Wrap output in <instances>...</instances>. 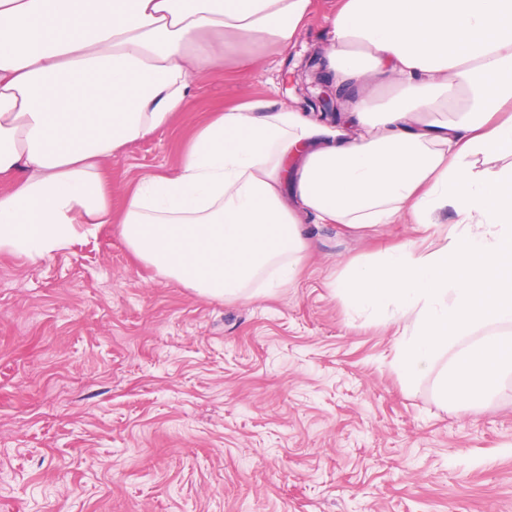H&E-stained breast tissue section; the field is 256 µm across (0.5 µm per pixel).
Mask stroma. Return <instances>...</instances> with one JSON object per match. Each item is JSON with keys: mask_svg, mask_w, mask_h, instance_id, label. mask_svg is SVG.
I'll list each match as a JSON object with an SVG mask.
<instances>
[{"mask_svg": "<svg viewBox=\"0 0 512 512\" xmlns=\"http://www.w3.org/2000/svg\"><path fill=\"white\" fill-rule=\"evenodd\" d=\"M336 5L315 0L290 55L192 76L169 127L107 164L113 214L214 113L296 104L284 73ZM304 234L293 286L229 302L157 276L115 224L36 261L0 253V512H512V377L443 404L433 376L393 368L398 324L350 319L333 287L420 233Z\"/></svg>", "mask_w": 512, "mask_h": 512, "instance_id": "1", "label": "stroma"}]
</instances>
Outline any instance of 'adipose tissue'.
<instances>
[{
  "instance_id": "1",
  "label": "adipose tissue",
  "mask_w": 512,
  "mask_h": 512,
  "mask_svg": "<svg viewBox=\"0 0 512 512\" xmlns=\"http://www.w3.org/2000/svg\"><path fill=\"white\" fill-rule=\"evenodd\" d=\"M313 0H0V252L37 260L118 223L211 299L292 283L314 215L425 242L350 264L348 312L399 324L394 368L471 405L512 376V0H340L324 48L358 92L335 118L244 100L113 217L103 166L168 127L193 75L288 53ZM451 207L456 219L436 215Z\"/></svg>"
}]
</instances>
